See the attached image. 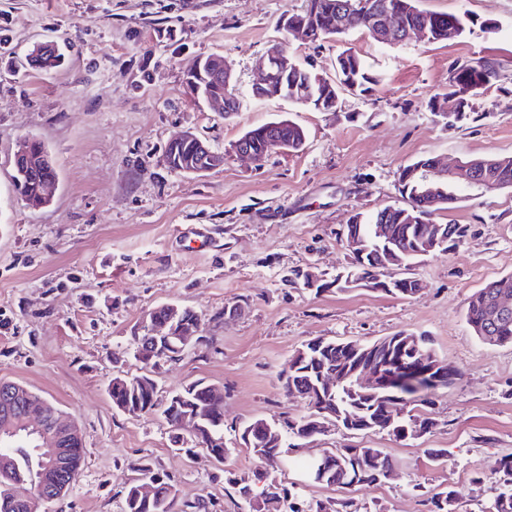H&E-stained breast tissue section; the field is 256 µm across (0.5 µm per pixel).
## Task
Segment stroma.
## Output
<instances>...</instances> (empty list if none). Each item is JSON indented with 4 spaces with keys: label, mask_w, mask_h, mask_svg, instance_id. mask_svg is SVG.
Returning <instances> with one entry per match:
<instances>
[{
    "label": "stroma",
    "mask_w": 512,
    "mask_h": 512,
    "mask_svg": "<svg viewBox=\"0 0 512 512\" xmlns=\"http://www.w3.org/2000/svg\"><path fill=\"white\" fill-rule=\"evenodd\" d=\"M306 0H0V381L26 385L76 421L84 462L71 491L49 512H122V491L150 462L198 512H240L225 470L248 476L260 462L235 444V427L286 413L305 401L285 396L280 377L317 338L363 343L401 331L431 337L460 373L437 390L434 426L417 439L348 434L329 426L314 447L351 442L383 449L393 477L350 490L359 512H424L414 485L451 487L458 512H483L494 491L470 482L512 453V346L479 340L465 320L469 296L512 274V187L466 192L434 222L468 228L457 250L416 260L423 288L407 299L355 288L315 293L295 272L332 277L349 268L343 230L352 216L406 206L403 167L421 158L512 155V0H418L421 9L468 14L465 33L435 43L383 45L354 32L312 45L281 31L283 14ZM171 31V38L160 35ZM55 41L64 58L48 71L27 55ZM302 66L335 77L337 53L362 56L377 78L346 92L337 111L287 100H245L231 115L195 103L184 78L202 57L221 55L248 92L272 43ZM495 76L468 96V114L431 112L447 99L448 75L474 61ZM280 119L302 126L296 154L261 163L233 143ZM190 129L222 166L172 173L165 149ZM40 140L58 176L53 202L35 208L14 190L12 157ZM163 303L202 315L209 345L157 368L169 393L197 380L224 390V440L217 464L184 450L157 412L113 406L114 376L141 374L132 332ZM236 304L221 323L209 317ZM448 460L431 463L426 449Z\"/></svg>",
    "instance_id": "1"
}]
</instances>
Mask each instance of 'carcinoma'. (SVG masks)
I'll return each instance as SVG.
<instances>
[{
    "label": "carcinoma",
    "instance_id": "cac0c4a2",
    "mask_svg": "<svg viewBox=\"0 0 512 512\" xmlns=\"http://www.w3.org/2000/svg\"><path fill=\"white\" fill-rule=\"evenodd\" d=\"M389 7L398 16L405 28H427L429 42L448 40V27L456 29V35L465 30L467 15H454L427 12L419 9L416 0H376ZM357 0H307L302 14L308 15L318 28L312 42L329 37H342L353 32L366 31L368 17L354 9ZM59 55L55 49L45 46L32 52L31 62L40 69L56 66ZM210 58L202 60L201 74L190 73L186 86L193 98L206 100L221 90L215 83L212 73L205 65ZM335 64L340 70H348L344 77L352 80L355 90L365 92L368 85L376 82L369 72L366 61L357 53L345 50L336 56ZM316 73L299 67L282 80L281 98L287 97L290 87L299 82L315 83ZM495 76L494 68L487 62L477 61L455 68L448 77V88L452 94H465L472 86H483ZM269 124L256 126L247 131L252 149L260 159L272 153ZM279 135L288 140V151L299 150L306 134L304 129L290 121H280ZM31 173L14 183L17 194L28 197L38 193L42 187V174L36 161L46 155L42 142L33 143ZM476 172L506 181L512 185V156H484L473 158ZM406 207L386 206L373 214L353 216L346 225V241L366 242L364 255L353 254L352 271L364 285L372 290L382 291L400 297H410L416 293L415 283L410 281L397 285L388 280L385 270L389 255L394 254L408 266L419 254L428 251L436 231L434 224H413L410 215L415 211L432 214L436 208L427 202L407 196ZM387 224L392 236L388 245H380L375 240L373 225ZM446 245L442 251L448 252L460 247L467 236V228L462 224L443 225ZM508 283L512 286V275L501 277L477 289L470 295L466 307V321L474 334L485 339L489 333L496 337L497 345H512V317L498 319L494 316L493 303L496 289L494 284ZM135 352L147 367L155 368L160 360L174 362L181 359L187 350L174 336H149L144 332L132 336ZM375 356L384 366L386 381L368 395H351L356 389L353 380L348 379L336 389L327 392L318 384L321 370L342 372L357 361ZM460 377L458 370L442 358L428 336L398 332L392 336L369 343L358 341L325 340L314 347L306 344L296 351L288 364V379L281 382L285 396L304 399L310 412L301 415H287L280 420L281 443L271 448H251L249 452L266 466L271 467L297 454V441L313 437L314 424L328 423L332 413L341 414L339 425L348 431H386L398 438L407 439L427 433L433 422L411 413V409L434 405L433 395L440 388L453 385ZM144 387L140 391L130 388V378L116 376L109 385L112 405L124 412L134 414L148 408L161 412L167 423L181 439L186 434L196 445L205 449L211 457L222 464L227 459L230 448L224 443V392L213 389L212 385L197 380L161 398L155 388L156 380L149 374L138 376ZM29 406L24 397L18 404H6L0 399V424L7 420H19L24 409ZM32 444H0V512H38L42 503V488L53 487L55 483L66 485L56 496L61 498L74 486L84 461L82 438L75 436L64 440L61 448L62 467L59 472L41 470L38 453ZM328 474L325 486L349 489L363 484H376L384 481L383 474L396 467V461L381 448L359 447L344 444L330 451ZM139 478L131 481L123 493V512H179L177 490L169 477L155 472L151 463L145 461L139 467ZM266 477L262 471H254L253 480L237 477L225 471V480L243 499L254 492V486ZM150 482L152 494L143 495L140 487ZM471 482L478 489L491 483L497 491L487 512H512V453L503 455L499 468L493 476L481 472L471 476ZM419 496L427 507L426 512H456V491L450 487L427 489ZM260 502L265 512H357L353 501L345 499L341 503L332 500L305 501L296 484L283 485L269 491H259Z\"/></svg>",
    "mask_w": 512,
    "mask_h": 512
}]
</instances>
